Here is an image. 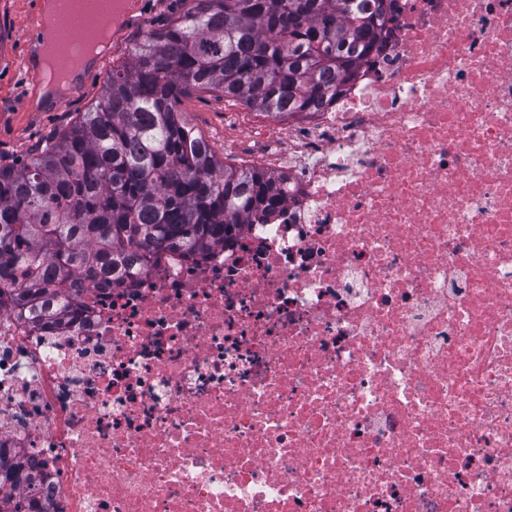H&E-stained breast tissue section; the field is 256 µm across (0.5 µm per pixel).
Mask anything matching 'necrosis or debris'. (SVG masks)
I'll return each instance as SVG.
<instances>
[{"instance_id": "necrosis-or-debris-1", "label": "necrosis or debris", "mask_w": 512, "mask_h": 512, "mask_svg": "<svg viewBox=\"0 0 512 512\" xmlns=\"http://www.w3.org/2000/svg\"><path fill=\"white\" fill-rule=\"evenodd\" d=\"M341 95L246 126L280 205L0 313L33 512H512V0H396Z\"/></svg>"}]
</instances>
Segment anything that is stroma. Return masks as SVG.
Masks as SVG:
<instances>
[{
	"instance_id": "stroma-1",
	"label": "stroma",
	"mask_w": 512,
	"mask_h": 512,
	"mask_svg": "<svg viewBox=\"0 0 512 512\" xmlns=\"http://www.w3.org/2000/svg\"><path fill=\"white\" fill-rule=\"evenodd\" d=\"M193 5L192 0H134L141 21L122 29L106 58L84 76L77 92L57 104L42 98L41 85L27 79L24 64L33 57L30 37L39 33L42 9L34 0H0V166H18L37 154L98 102L112 70L128 64L134 47L152 30L167 28ZM176 110L181 121L208 143L216 159L237 166L247 146H224L225 126L242 121L266 122L267 116L222 92L191 88L180 97Z\"/></svg>"
}]
</instances>
